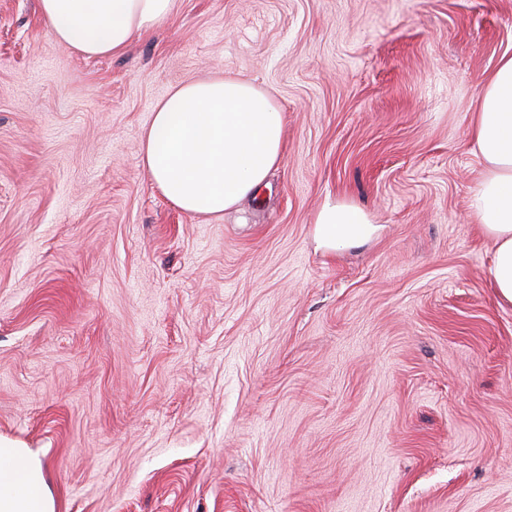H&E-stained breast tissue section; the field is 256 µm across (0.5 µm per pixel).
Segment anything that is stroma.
<instances>
[{
    "mask_svg": "<svg viewBox=\"0 0 512 512\" xmlns=\"http://www.w3.org/2000/svg\"><path fill=\"white\" fill-rule=\"evenodd\" d=\"M512 0H175L118 56L0 0V434L61 512H512V305L471 211ZM268 92L258 199L170 203L154 106ZM372 233L326 249L328 204Z\"/></svg>",
    "mask_w": 512,
    "mask_h": 512,
    "instance_id": "35a3bbf8",
    "label": "stroma"
}]
</instances>
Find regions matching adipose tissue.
Wrapping results in <instances>:
<instances>
[{
	"mask_svg": "<svg viewBox=\"0 0 512 512\" xmlns=\"http://www.w3.org/2000/svg\"><path fill=\"white\" fill-rule=\"evenodd\" d=\"M174 0H39L53 37L86 58L117 56L161 25ZM284 118L272 96L237 76L186 82L153 111L142 162L155 187L183 211L220 215L257 197L281 156ZM472 137L483 168L471 208L495 249L490 278L512 304V56L488 75ZM365 215L324 206L315 233L336 247L363 239ZM0 512H59L48 467L31 449L0 435Z\"/></svg>",
	"mask_w": 512,
	"mask_h": 512,
	"instance_id": "obj_1",
	"label": "adipose tissue"
}]
</instances>
